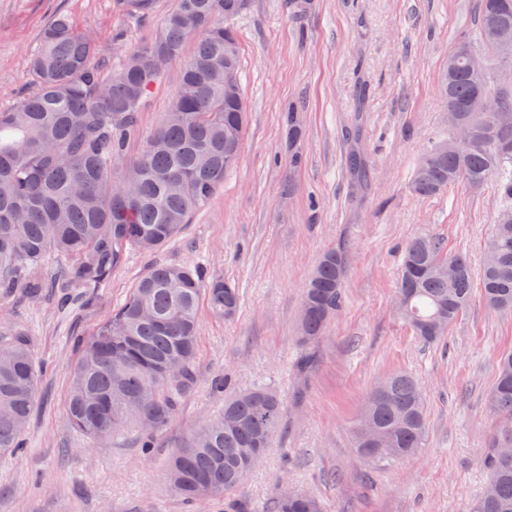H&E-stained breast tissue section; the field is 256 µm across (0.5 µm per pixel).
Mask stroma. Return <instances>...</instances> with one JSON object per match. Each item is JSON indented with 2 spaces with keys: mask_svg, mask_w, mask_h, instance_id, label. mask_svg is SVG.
Instances as JSON below:
<instances>
[{
  "mask_svg": "<svg viewBox=\"0 0 512 512\" xmlns=\"http://www.w3.org/2000/svg\"><path fill=\"white\" fill-rule=\"evenodd\" d=\"M173 2L156 0L154 14L135 21L115 14L112 0H0V108L30 88L28 57L57 13L95 38L109 69L154 36ZM478 9L479 0H311L307 10L246 0L233 27L247 125L223 188L160 250L128 248L99 287L67 301L0 294V331L20 335L37 369L24 446L0 456V512H191L166 479V459L222 408L212 389L219 377L235 389L268 386L283 402L270 448L235 492L255 512H269L286 485L314 495L324 512H469L488 483L489 397L499 357L512 351V316L473 289L445 338L429 345L395 296L402 249L418 237L441 241L480 277L506 205L493 179L431 197L410 189L423 154L451 134L441 79L453 46L474 37ZM182 66L173 62L171 80L151 94L129 155L162 124ZM291 103L301 112L298 168L281 126ZM355 147L368 161L360 195L348 167ZM337 248L347 254L345 306L321 338L301 344L304 288L320 256ZM160 263L203 265L236 285L241 305L230 321L201 308L191 382L146 455L138 427L83 437L68 397L80 343ZM305 356L307 374L297 368ZM396 372L423 391L426 439L413 457L375 466L356 455L354 427L373 387Z\"/></svg>",
  "mask_w": 512,
  "mask_h": 512,
  "instance_id": "1",
  "label": "stroma"
}]
</instances>
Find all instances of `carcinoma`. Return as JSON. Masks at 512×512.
Masks as SVG:
<instances>
[{"label":"carcinoma","mask_w":512,"mask_h":512,"mask_svg":"<svg viewBox=\"0 0 512 512\" xmlns=\"http://www.w3.org/2000/svg\"><path fill=\"white\" fill-rule=\"evenodd\" d=\"M241 0H175L155 37L140 44L105 74L95 39L65 14L42 29L28 60L31 90L0 109V293L46 287L39 263L48 252L74 259L58 288H94L118 265L129 245L156 250L175 238L191 214L206 205L239 162L246 125L244 100L224 96L225 31ZM112 10L143 20L155 0H112ZM490 21L512 26V0H480L478 27ZM194 40L179 75V94L164 123L136 157H125L130 137L152 91L166 83L170 66ZM482 51L493 61H512L484 47L481 38L455 48ZM495 107L512 113V93L489 86ZM477 86L462 68L446 82L443 98L474 132L462 149L433 147L414 172L411 188L432 196L459 184L497 178L512 199V125L492 112H471ZM238 123L232 145L224 128ZM288 142L300 136V117L290 105L281 115ZM346 255L324 253L304 292L300 340H317L343 308ZM473 288L469 266L430 238L409 241L402 253L397 297L406 304L412 332L427 343L446 336L466 308ZM487 306L512 315V223L494 225L481 284ZM227 320L239 307L238 290L207 276L199 265L153 266L131 288L112 317L82 344L71 379L69 416L90 440L111 437L138 424L146 433L168 421L188 386L196 358L201 301ZM169 395L160 394L162 388ZM36 395L33 358L19 341L0 340V453L23 447ZM490 406L499 426L485 457L488 485L471 512H512V352L499 362ZM283 406L273 391L235 392L224 409L171 452L169 482L192 506L236 490L270 446ZM426 432L423 395L406 374H393L369 394L355 428L358 456L390 464L413 456ZM387 441L393 453L369 451ZM271 512H323L304 491H278Z\"/></svg>","instance_id":"carcinoma-1"}]
</instances>
